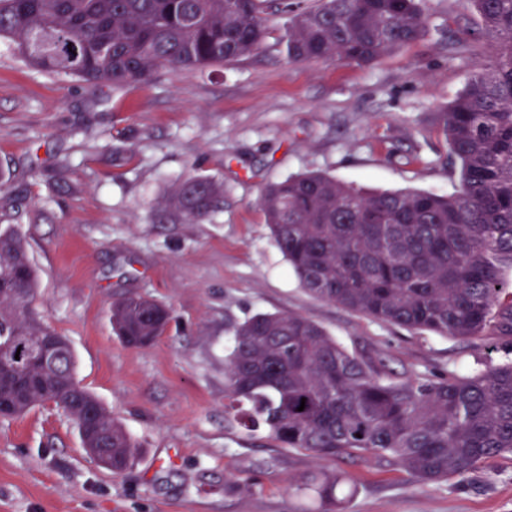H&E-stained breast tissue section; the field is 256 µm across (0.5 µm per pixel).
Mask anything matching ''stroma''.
Here are the masks:
<instances>
[{
    "instance_id": "35a3bbf8",
    "label": "stroma",
    "mask_w": 512,
    "mask_h": 512,
    "mask_svg": "<svg viewBox=\"0 0 512 512\" xmlns=\"http://www.w3.org/2000/svg\"><path fill=\"white\" fill-rule=\"evenodd\" d=\"M424 12L416 41L368 65L289 62L278 13L245 59L118 88L39 73L0 42V228L19 230L35 308L70 340L78 381L143 444L114 474L61 410L0 421V512H320L300 486L322 470L352 488L341 512H512V455L423 484L385 460L281 447L224 407L231 329L257 313L308 317L398 379L512 358V335H421L315 298L260 207L269 184L311 172L367 192L456 191L437 114L487 63L488 40L471 0ZM191 175L224 187L199 222L167 206ZM130 294L170 313L144 347L112 331Z\"/></svg>"
}]
</instances>
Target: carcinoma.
Returning <instances> with one entry per match:
<instances>
[{
    "label": "carcinoma",
    "mask_w": 512,
    "mask_h": 512,
    "mask_svg": "<svg viewBox=\"0 0 512 512\" xmlns=\"http://www.w3.org/2000/svg\"><path fill=\"white\" fill-rule=\"evenodd\" d=\"M272 0H0V40L47 75L121 86L161 68L205 69L256 52ZM492 59L437 113L459 187L450 195L367 193L308 173L271 184L261 209L271 236L315 297L416 333L470 339L512 335V0H471ZM291 62L370 64L424 31L423 0H314L285 4ZM221 188L192 177L169 207L193 221L216 206ZM37 274L21 236L0 230V396L33 380L3 421L42 405L75 424L70 406L75 355L64 364L14 367L17 344L55 331L32 306ZM168 310L130 295L112 303V325L130 346L161 335ZM112 432V471L130 467L141 444L91 393ZM226 406L262 425L285 448L325 459L395 462L417 481L463 476L512 455V359L439 380L392 377L348 351L299 314L258 313L235 326L225 369ZM304 410H298L300 404ZM338 512L346 484L320 472L298 486Z\"/></svg>",
    "instance_id": "1"
}]
</instances>
